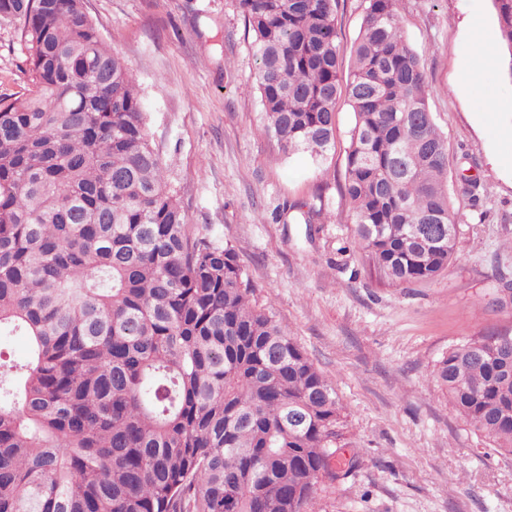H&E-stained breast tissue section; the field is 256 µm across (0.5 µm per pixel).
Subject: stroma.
I'll return each mask as SVG.
<instances>
[{
  "label": "stroma",
  "instance_id": "obj_1",
  "mask_svg": "<svg viewBox=\"0 0 512 512\" xmlns=\"http://www.w3.org/2000/svg\"><path fill=\"white\" fill-rule=\"evenodd\" d=\"M107 44L135 72L153 145L194 232L237 250L260 304L334 386L355 471L321 484L317 512H512V456L494 451L430 373L448 347L512 330V78L499 51L475 70L492 0H399L429 110L448 145V191L461 217L448 272L407 289L362 271L341 195L354 113L336 104L326 170L284 154L263 131L252 52L237 0H86ZM18 31L0 25V96L26 92ZM478 186L462 191V176ZM325 203L313 235L273 222L283 203Z\"/></svg>",
  "mask_w": 512,
  "mask_h": 512
}]
</instances>
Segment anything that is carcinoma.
I'll list each match as a JSON object with an SVG mask.
<instances>
[{
  "instance_id": "1",
  "label": "carcinoma",
  "mask_w": 512,
  "mask_h": 512,
  "mask_svg": "<svg viewBox=\"0 0 512 512\" xmlns=\"http://www.w3.org/2000/svg\"><path fill=\"white\" fill-rule=\"evenodd\" d=\"M398 0H363L340 76L338 0H238L264 131L321 168L336 102L355 116L342 195L353 250L393 288L448 270L459 216L448 145ZM512 78V0H493ZM30 87L0 97V512H314L348 475L336 390L273 314L236 249L195 236L150 137L136 75L85 0H0ZM286 203L274 220L323 221ZM427 224L441 226L432 244ZM452 408L512 454V333L449 348L431 372ZM28 339L26 336H2L0 338V352L4 357L10 356L15 360H24L28 355Z\"/></svg>"
}]
</instances>
